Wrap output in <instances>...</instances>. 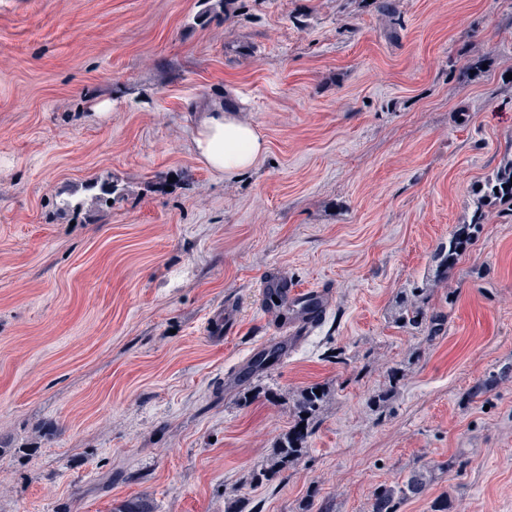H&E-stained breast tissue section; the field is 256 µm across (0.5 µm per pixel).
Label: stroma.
Returning <instances> with one entry per match:
<instances>
[{
    "label": "stroma",
    "mask_w": 512,
    "mask_h": 512,
    "mask_svg": "<svg viewBox=\"0 0 512 512\" xmlns=\"http://www.w3.org/2000/svg\"><path fill=\"white\" fill-rule=\"evenodd\" d=\"M387 2L0 0V512H369L418 469L400 512H512V215L433 287L444 336L393 320L512 139V9ZM215 102L256 168L193 151ZM273 271L331 303L264 362ZM191 134L192 148L214 172L233 175L254 168L266 152L255 126L238 119L224 106L202 112ZM315 389H319L321 395H317ZM327 396L328 393L321 386H310L302 390L295 404L296 426L279 441L263 476H273L299 460L306 448L307 436L312 432L310 429L313 420L323 407ZM302 414H308V417H302ZM302 430H305V433H302ZM427 487V479L421 472H414L400 483L380 487L374 496L372 512H399L401 504L419 496Z\"/></svg>",
    "instance_id": "35a3bbf8"
}]
</instances>
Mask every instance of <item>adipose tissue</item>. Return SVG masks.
Here are the masks:
<instances>
[{
  "label": "adipose tissue",
  "mask_w": 512,
  "mask_h": 512,
  "mask_svg": "<svg viewBox=\"0 0 512 512\" xmlns=\"http://www.w3.org/2000/svg\"><path fill=\"white\" fill-rule=\"evenodd\" d=\"M191 142L211 170L227 175L254 168L266 152V142L255 126L217 105L196 121Z\"/></svg>",
  "instance_id": "adipose-tissue-1"
}]
</instances>
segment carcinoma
Wrapping results in <instances>:
<instances>
[{
  "mask_svg": "<svg viewBox=\"0 0 512 512\" xmlns=\"http://www.w3.org/2000/svg\"><path fill=\"white\" fill-rule=\"evenodd\" d=\"M488 208L512 212V142L504 149L495 177L486 183L482 194L477 197L471 221L458 225L448 236V245L438 253L434 272L437 282L441 283L448 277V273L466 255L467 249L479 239ZM395 322L402 328L417 329L433 339L445 335L448 316L441 311L429 309L427 297L417 294L401 302ZM327 396L328 393L324 390L321 394H316L313 386L302 390L295 404L296 426L279 441L269 460L266 476H273L299 460L306 448L308 430L311 429L313 420L323 407ZM426 487L427 479L421 472H415L393 485H385L375 493L372 512H399L404 501L422 494ZM113 512L154 510L147 500L132 498L114 507Z\"/></svg>",
  "mask_w": 512,
  "mask_h": 512,
  "instance_id": "carcinoma-1",
  "label": "carcinoma"
}]
</instances>
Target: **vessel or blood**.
I'll list each match as a JSON object with an SVG mask.
<instances>
[{"label": "vessel or blood", "mask_w": 512, "mask_h": 512, "mask_svg": "<svg viewBox=\"0 0 512 512\" xmlns=\"http://www.w3.org/2000/svg\"><path fill=\"white\" fill-rule=\"evenodd\" d=\"M277 298L281 313L272 326L275 337L295 338L308 333L324 316L329 292L325 289L299 290L289 284L286 276L277 274L265 283Z\"/></svg>", "instance_id": "obj_1"}]
</instances>
